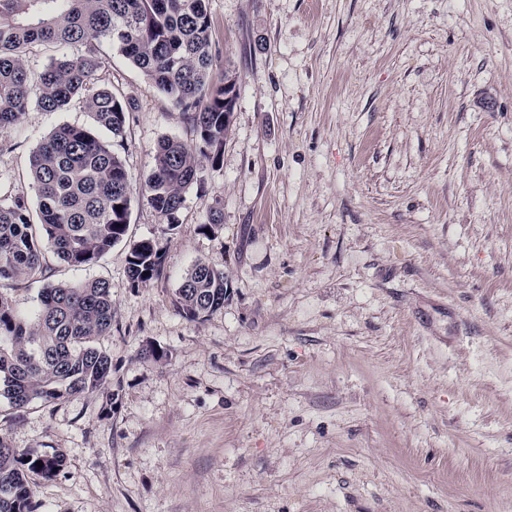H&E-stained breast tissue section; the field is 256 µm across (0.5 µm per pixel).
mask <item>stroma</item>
<instances>
[{
    "label": "stroma",
    "instance_id": "stroma-1",
    "mask_svg": "<svg viewBox=\"0 0 512 512\" xmlns=\"http://www.w3.org/2000/svg\"><path fill=\"white\" fill-rule=\"evenodd\" d=\"M213 83L236 74L220 164L173 231L134 192L98 263L8 282L108 280V392L19 411L0 435L63 453L38 512H512V0H209ZM95 85L131 103L134 181L193 126L109 44ZM80 102L31 110L0 190ZM222 221L203 232L212 206ZM163 248L130 287V243ZM204 260L224 307L184 317ZM160 358L148 356V348Z\"/></svg>",
    "mask_w": 512,
    "mask_h": 512
}]
</instances>
